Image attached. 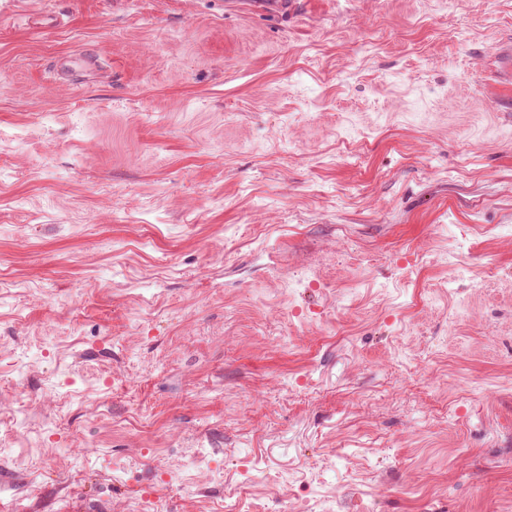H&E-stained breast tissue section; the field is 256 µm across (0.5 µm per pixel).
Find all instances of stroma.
Here are the masks:
<instances>
[{
  "label": "stroma",
  "mask_w": 512,
  "mask_h": 512,
  "mask_svg": "<svg viewBox=\"0 0 512 512\" xmlns=\"http://www.w3.org/2000/svg\"><path fill=\"white\" fill-rule=\"evenodd\" d=\"M224 2L0 0V480L512 512V0Z\"/></svg>",
  "instance_id": "stroma-1"
}]
</instances>
